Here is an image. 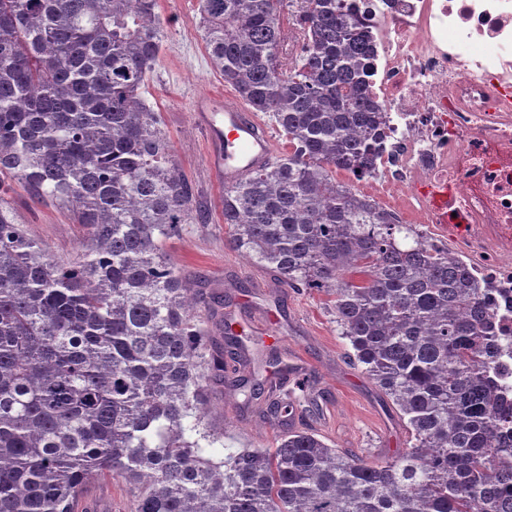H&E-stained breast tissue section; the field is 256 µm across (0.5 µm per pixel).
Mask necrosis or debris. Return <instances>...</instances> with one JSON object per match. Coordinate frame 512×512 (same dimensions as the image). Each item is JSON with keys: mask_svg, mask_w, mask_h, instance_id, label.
<instances>
[{"mask_svg": "<svg viewBox=\"0 0 512 512\" xmlns=\"http://www.w3.org/2000/svg\"><path fill=\"white\" fill-rule=\"evenodd\" d=\"M370 89L389 116L368 178L398 223L453 254L479 284L497 352L488 366L512 403V0H372ZM466 217L452 237L426 188Z\"/></svg>", "mask_w": 512, "mask_h": 512, "instance_id": "1", "label": "necrosis or debris"}]
</instances>
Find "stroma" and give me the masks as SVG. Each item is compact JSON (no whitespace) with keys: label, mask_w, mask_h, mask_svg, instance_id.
<instances>
[{"label":"stroma","mask_w":512,"mask_h":512,"mask_svg":"<svg viewBox=\"0 0 512 512\" xmlns=\"http://www.w3.org/2000/svg\"><path fill=\"white\" fill-rule=\"evenodd\" d=\"M159 4L170 23L146 99L161 117L181 170L213 206L209 223L184 225L166 249L197 293L199 314L206 317L217 312L232 322L240 339L230 371L223 382L214 384L210 396L211 415L224 431L225 453L274 447L285 424L270 414L269 406L282 391L292 390L297 376L303 378L304 395L310 402L304 421L326 442L369 462L404 449L406 437L395 412L349 358L347 341L340 336L322 295L277 284L271 272L229 243L217 206L222 191L214 186L206 167L204 135L194 121L192 103L203 92L228 95L232 89L210 65L197 0H159ZM10 206L17 222L58 259L76 255L86 240L82 225L73 223L66 210L32 203L24 190L16 191ZM264 307L276 319L267 337L250 325ZM271 351L280 356V364L260 365V357ZM236 379L258 380L260 398L247 402L231 397ZM80 509L132 512V496L122 479L99 477L88 484Z\"/></svg>","instance_id":"35a3bbf8"}]
</instances>
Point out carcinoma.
Here are the masks:
<instances>
[{"instance_id": "cac0c4a2", "label": "carcinoma", "mask_w": 512, "mask_h": 512, "mask_svg": "<svg viewBox=\"0 0 512 512\" xmlns=\"http://www.w3.org/2000/svg\"><path fill=\"white\" fill-rule=\"evenodd\" d=\"M198 0L213 68L291 151L221 200L230 244L326 297L409 447L381 463L306 429L225 457L209 420L224 346L165 250L207 206L145 99L158 0H0V512H76L122 478L134 512H512V457L478 285L354 185L387 113L369 90L366 0ZM21 187L87 228L57 261L8 206Z\"/></svg>"}]
</instances>
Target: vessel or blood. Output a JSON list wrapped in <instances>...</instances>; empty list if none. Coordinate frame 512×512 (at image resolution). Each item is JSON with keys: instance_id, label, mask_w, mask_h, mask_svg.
Masks as SVG:
<instances>
[{"instance_id": "obj_1", "label": "vessel or blood", "mask_w": 512, "mask_h": 512, "mask_svg": "<svg viewBox=\"0 0 512 512\" xmlns=\"http://www.w3.org/2000/svg\"><path fill=\"white\" fill-rule=\"evenodd\" d=\"M193 112L204 133L207 167L217 184L228 187L242 183L256 170L270 166L282 152L258 113L246 105H233L222 95L205 93L194 100ZM433 205L454 232H465L461 217L455 214L452 194L434 195Z\"/></svg>"}]
</instances>
